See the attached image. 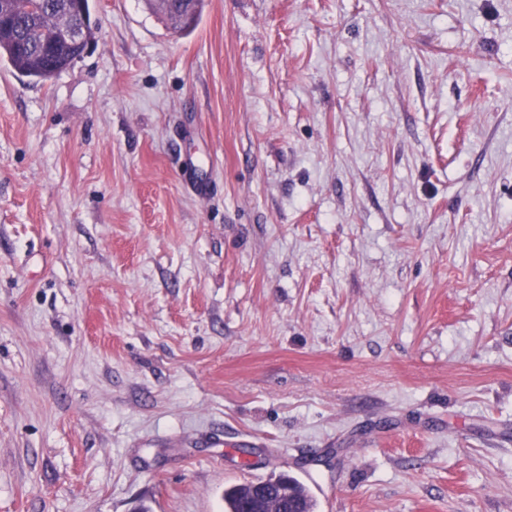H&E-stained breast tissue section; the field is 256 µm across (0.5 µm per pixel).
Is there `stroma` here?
Wrapping results in <instances>:
<instances>
[{
    "label": "stroma",
    "instance_id": "1",
    "mask_svg": "<svg viewBox=\"0 0 512 512\" xmlns=\"http://www.w3.org/2000/svg\"><path fill=\"white\" fill-rule=\"evenodd\" d=\"M0 60V512H512V0H91ZM74 2L0 0V58H6L19 74L42 82L73 65L83 56L95 33L92 25L84 23ZM66 25L78 27L83 40L60 41V32ZM256 487H260L271 497L252 501V492ZM288 501L296 509L315 512L316 502L310 490L288 474L261 479L250 484L233 485L224 490V512H264L278 508L283 512H289Z\"/></svg>",
    "mask_w": 512,
    "mask_h": 512
}]
</instances>
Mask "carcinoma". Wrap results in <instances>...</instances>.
I'll return each mask as SVG.
<instances>
[{
    "label": "carcinoma",
    "instance_id": "cac0c4a2",
    "mask_svg": "<svg viewBox=\"0 0 512 512\" xmlns=\"http://www.w3.org/2000/svg\"><path fill=\"white\" fill-rule=\"evenodd\" d=\"M0 58L19 74L49 81L80 59L94 38L74 0H0ZM66 25L82 29L83 40L65 43L59 35ZM315 512L316 502L306 485L281 474L224 490V512Z\"/></svg>",
    "mask_w": 512,
    "mask_h": 512
}]
</instances>
